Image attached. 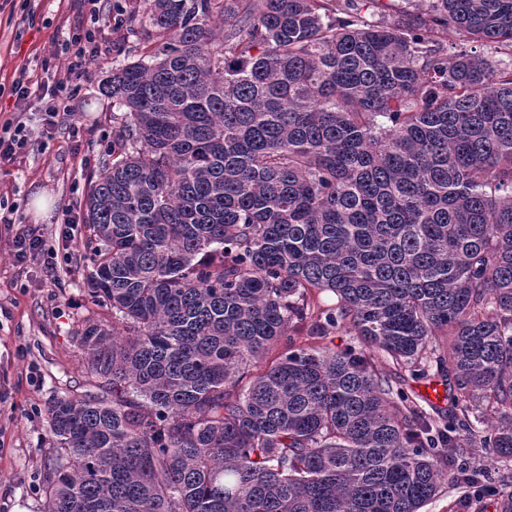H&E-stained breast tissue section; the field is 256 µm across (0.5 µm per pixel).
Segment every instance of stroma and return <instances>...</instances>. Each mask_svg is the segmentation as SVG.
<instances>
[{"label":"stroma","mask_w":512,"mask_h":512,"mask_svg":"<svg viewBox=\"0 0 512 512\" xmlns=\"http://www.w3.org/2000/svg\"><path fill=\"white\" fill-rule=\"evenodd\" d=\"M90 16L78 0H0V83L20 73L39 79V62ZM110 60L90 59L79 95L78 132L61 130L38 140L12 161L0 164V198L14 202L17 221L0 223V512H44L43 483L54 442L45 413L53 398L93 390L78 331L86 321L111 323L112 311L84 288L89 272L88 231L76 224L69 244L58 240L64 206L82 211L112 142V104L102 85L113 61L136 59L144 42L141 22H125L113 34ZM48 194L47 216L30 207ZM26 227L44 243L43 256L18 262L14 237ZM57 268L47 277L45 262ZM494 493L464 494L446 483L423 512H497Z\"/></svg>","instance_id":"stroma-1"}]
</instances>
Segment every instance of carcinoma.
Masks as SVG:
<instances>
[{
    "instance_id": "cac0c4a2",
    "label": "carcinoma",
    "mask_w": 512,
    "mask_h": 512,
    "mask_svg": "<svg viewBox=\"0 0 512 512\" xmlns=\"http://www.w3.org/2000/svg\"><path fill=\"white\" fill-rule=\"evenodd\" d=\"M367 2L150 0L85 201L99 392L46 407L44 512H422L447 477L512 512L442 454L512 461V66L442 46L512 55V0ZM382 357L433 359L448 413ZM444 49L448 57H454L460 50H468L471 48L476 49L478 53L484 56H494L496 60H501L502 66H507L512 63V57L509 54L496 53L495 48L490 45H480V43H469L462 41V38L454 34H448V39L443 41Z\"/></svg>"
}]
</instances>
